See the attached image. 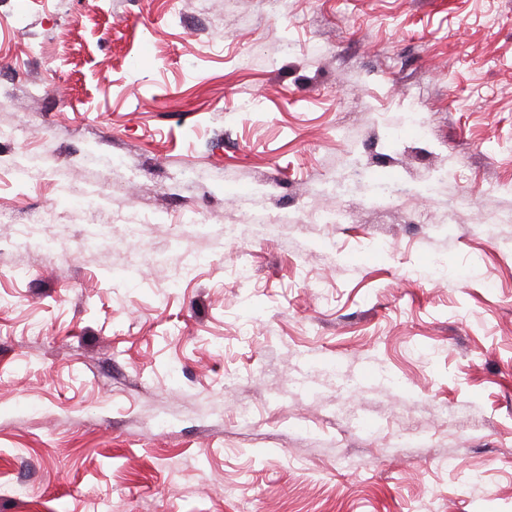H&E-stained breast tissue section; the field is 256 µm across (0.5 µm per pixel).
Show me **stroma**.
Listing matches in <instances>:
<instances>
[{
	"label": "stroma",
	"mask_w": 512,
	"mask_h": 512,
	"mask_svg": "<svg viewBox=\"0 0 512 512\" xmlns=\"http://www.w3.org/2000/svg\"><path fill=\"white\" fill-rule=\"evenodd\" d=\"M0 512H512V0H0Z\"/></svg>",
	"instance_id": "1"
}]
</instances>
